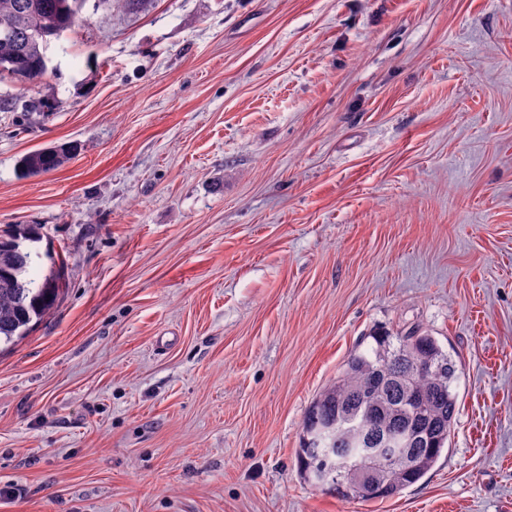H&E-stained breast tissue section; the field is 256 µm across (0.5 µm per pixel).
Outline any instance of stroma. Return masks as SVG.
<instances>
[{
  "label": "stroma",
  "mask_w": 512,
  "mask_h": 512,
  "mask_svg": "<svg viewBox=\"0 0 512 512\" xmlns=\"http://www.w3.org/2000/svg\"><path fill=\"white\" fill-rule=\"evenodd\" d=\"M47 56L0 81L57 102L0 112V231L64 263L0 350V512H512V0H84ZM412 326L447 449L382 501L305 484L311 400ZM67 147L37 150L23 156L18 165L22 176L32 177L61 167L68 159Z\"/></svg>",
  "instance_id": "35a3bbf8"
}]
</instances>
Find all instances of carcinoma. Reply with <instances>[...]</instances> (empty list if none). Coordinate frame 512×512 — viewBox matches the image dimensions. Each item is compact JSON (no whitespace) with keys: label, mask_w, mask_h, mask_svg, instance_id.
<instances>
[{"label":"carcinoma","mask_w":512,"mask_h":512,"mask_svg":"<svg viewBox=\"0 0 512 512\" xmlns=\"http://www.w3.org/2000/svg\"><path fill=\"white\" fill-rule=\"evenodd\" d=\"M83 0H0V77L34 82L47 71L45 46L59 39L75 24ZM34 119H43L55 110L49 98L18 99L0 96V112L17 108ZM66 147L37 150L23 156L18 170L25 177L38 176L61 167L68 159ZM39 241L32 227L14 229L0 235V345L9 347L52 309L59 298L56 278L38 283L32 271L39 252L30 244ZM373 343L360 342L349 355L336 381L323 388L308 406L302 422L298 464L301 477L308 479L317 469L320 448L314 433L349 411L374 412L394 431L406 430L410 423L404 409L402 389L394 382L399 374L414 384L430 404L424 423L425 441L415 449L416 462L410 469L391 467L369 447H351L358 430L346 427L336 439V457L364 458L376 483V494L359 493L340 477L321 491L345 500L370 501L398 495L417 483L439 460L456 422V361L443 350L429 332L414 328L396 335L376 334Z\"/></svg>","instance_id":"carcinoma-1"}]
</instances>
